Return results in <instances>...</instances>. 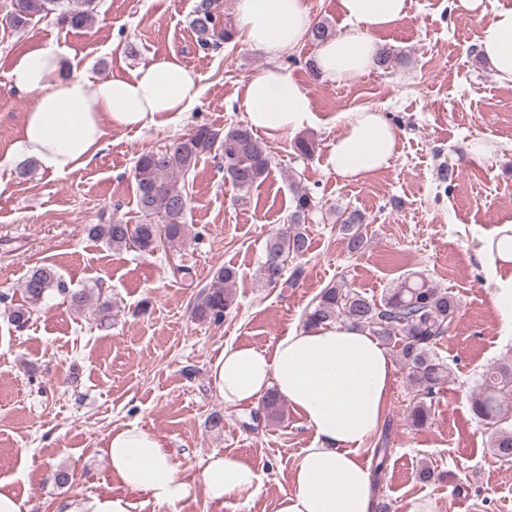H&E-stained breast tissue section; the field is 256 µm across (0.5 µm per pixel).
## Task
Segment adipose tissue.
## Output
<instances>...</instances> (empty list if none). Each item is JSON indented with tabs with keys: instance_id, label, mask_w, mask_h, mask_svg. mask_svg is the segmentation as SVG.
Here are the masks:
<instances>
[{
	"instance_id": "ef3b65f1",
	"label": "adipose tissue",
	"mask_w": 512,
	"mask_h": 512,
	"mask_svg": "<svg viewBox=\"0 0 512 512\" xmlns=\"http://www.w3.org/2000/svg\"><path fill=\"white\" fill-rule=\"evenodd\" d=\"M339 6L347 28L320 44L316 64L322 77L346 83L377 68L374 34L407 18L410 0H339ZM236 12L248 45L272 61L245 85L249 125L269 135L301 129L311 116L310 96L274 61L307 39V0H236ZM478 50L497 81L512 87L511 6L483 26ZM67 67L64 50L48 45L16 57L9 71L13 86L36 98L15 152L54 175L89 164L109 130L157 124L159 116L187 111L201 96L197 73L174 55L93 85L67 74ZM398 145L399 131L383 113L362 107L347 113L330 164L338 178L356 182L388 168ZM480 253L495 276L494 307L512 333V225L486 239ZM393 373L389 352L367 330L328 323L291 329L269 350L227 344L210 377L218 397L231 406H254L276 391L311 429L314 443L298 458L293 490L279 512H374L371 475L359 451L383 419ZM101 452L112 477L160 505H176L199 489L221 502L258 486L249 466L217 452L206 461L199 485L183 481L166 442L136 424L113 430Z\"/></svg>"
}]
</instances>
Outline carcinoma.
<instances>
[{"label":"carcinoma","instance_id":"cac0c4a2","mask_svg":"<svg viewBox=\"0 0 512 512\" xmlns=\"http://www.w3.org/2000/svg\"><path fill=\"white\" fill-rule=\"evenodd\" d=\"M94 10L95 0H11V9L3 21L6 27L20 31L52 15L59 25L80 29L92 25ZM192 28L204 47L217 49L221 43L236 37L234 27L221 17L217 0H200L194 10ZM331 37L332 31L323 20L313 23L308 34V39L316 44ZM214 151L224 160V181L239 191L249 190L269 174L268 146L248 128L238 125L222 131L199 126L165 149L148 151L136 160L134 179L139 208L144 215L141 223L92 224L88 236L117 251L144 254L165 243L184 242L190 199L186 185L180 180L195 170L200 156ZM291 204L289 224L266 243L261 279L267 286L284 275L288 261H295L309 251L310 240L302 223L316 202L306 188L297 185ZM363 224L364 217L355 211L340 219L339 229L352 254L366 248ZM234 278L235 272L230 268L221 267L214 273L213 284L196 298L195 318L215 323L224 318L233 305L230 282ZM21 288L26 304L9 309L7 314L9 322L19 329L29 322L32 308L50 295L62 296L77 312L84 311L91 300L90 290L69 288L50 265L32 268ZM458 309L457 301L448 291L433 285L423 274L412 272L378 300L344 285L325 288L308 313L306 324L350 321L371 335L393 343L417 392L408 418L413 425L422 426L430 416L427 400L434 397L446 380V367L435 353V347L448 332ZM511 399L512 358H509L492 364L479 375L472 398L475 416L492 429L489 447L506 462L512 461V412L507 408ZM262 410L268 421L283 417L280 399L275 394L266 398Z\"/></svg>","mask_w":512,"mask_h":512}]
</instances>
